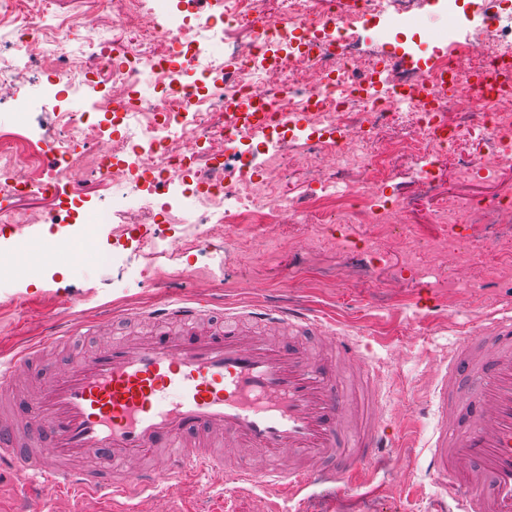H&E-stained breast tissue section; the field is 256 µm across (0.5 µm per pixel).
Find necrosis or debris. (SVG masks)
<instances>
[{
  "mask_svg": "<svg viewBox=\"0 0 512 512\" xmlns=\"http://www.w3.org/2000/svg\"><path fill=\"white\" fill-rule=\"evenodd\" d=\"M159 22L146 0H102L136 38L121 51L111 48L95 12L74 23L55 24L52 39L35 38L29 28L0 34V104L27 113L28 94L9 76L20 64L55 57L54 84L78 92L102 73L111 85L93 110L124 127L120 138L98 145V177L118 193L121 208L139 215L162 212L168 223L193 226L198 239L213 237L222 224H305L321 198L346 202L349 222L369 228L376 239L382 225L401 224L404 199L385 190L394 172L395 146L383 129L405 126L406 149L420 158L415 179L437 191L438 168L451 161L461 177L495 180L512 164V24L503 0H481L476 42L459 41L448 31V52L425 69H406L398 57L358 47L359 30L373 19H406L417 0H265L249 8L245 0H223L219 13L197 15L194 0H181ZM211 32L232 57L231 68L215 64L198 31ZM164 43L168 53H151ZM194 81H187V74ZM468 98L470 108L459 106ZM220 114L201 125L200 113ZM66 139L53 150L57 180L75 181L90 125L61 112ZM481 127L479 146L465 147L472 127ZM330 155L332 167L314 166L299 194L273 179L274 165L291 150ZM11 148L0 138V188L19 196L54 195L57 181L41 182L12 164ZM232 160L234 182L202 176L199 161L221 168ZM178 186V195L156 200L154 182ZM444 224H493L496 235L481 246L450 239L449 251L483 264L512 251V192L446 205Z\"/></svg>",
  "mask_w": 512,
  "mask_h": 512,
  "instance_id": "obj_1",
  "label": "necrosis or debris"
}]
</instances>
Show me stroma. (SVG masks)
Here are the masks:
<instances>
[{"mask_svg":"<svg viewBox=\"0 0 512 512\" xmlns=\"http://www.w3.org/2000/svg\"><path fill=\"white\" fill-rule=\"evenodd\" d=\"M53 9L67 19L99 10L100 23L116 49L135 37L112 11L100 9L98 0H53ZM416 12L422 19L420 28H395L383 21L361 31L362 44L381 39L398 51L429 58L442 44L448 17L433 0H419ZM108 87L103 77L96 90L41 98L24 120L11 106L0 104V133L10 134L38 153V175L48 178L54 159L47 147L64 134L59 110L84 112L96 91ZM392 164L389 191L407 201L403 220L411 224L415 238L428 246L419 274L409 264L412 240L383 236L370 254L361 224L348 225L349 242L329 245L322 244L315 224H260L255 231L261 247L242 251L234 245L237 225H225L212 240L201 241L193 237L190 226L160 222L148 230L173 239V249L152 253L140 249L132 237L116 250L112 247L115 236L131 217L112 212L110 194L88 168L80 176L82 198L109 211L107 220L88 231L96 251L87 257L49 255L37 250L38 242L49 237L76 239L86 232L73 222L75 211L67 202V187H59L57 195L47 199L9 198V205L23 220L17 240L32 244L29 250L15 251L13 261L29 268L42 286L37 289L21 279L14 287L0 288V356L40 340L51 317L62 313L81 336L47 351V362L61 370L78 355L112 340L143 335L150 324L139 319V312L172 297L210 307L204 323L216 327L223 326L222 311L227 306H298L334 322L337 330L359 344L375 369L384 423L395 433L397 446L386 457L357 470L348 486L319 482L295 495L277 488L238 486L217 473L206 488L186 485L173 493L147 492L118 499L102 492L77 501L49 486L21 487L5 469L0 471V512H27L35 497L48 502L51 512H458L456 502L441 494L428 469L426 444L434 425L430 402L462 337L490 318L512 313V257L491 268L459 267L448 253L435 250V243L449 232L472 240L482 238L485 229L479 224L452 229L435 223L438 203L415 181L417 158L399 155ZM440 179L442 190L461 201L512 185V167L490 183L462 179L446 163ZM51 212L58 227L45 222ZM452 267L459 276L484 281V288L467 295L457 288L436 287V279Z\"/></svg>","mask_w":512,"mask_h":512,"instance_id":"obj_1","label":"stroma"}]
</instances>
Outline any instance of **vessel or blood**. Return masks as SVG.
I'll return each mask as SVG.
<instances>
[{"label":"vessel or blood","instance_id":"vessel-or-blood-1","mask_svg":"<svg viewBox=\"0 0 512 512\" xmlns=\"http://www.w3.org/2000/svg\"><path fill=\"white\" fill-rule=\"evenodd\" d=\"M204 307L175 299L147 313L162 332L130 345L111 342L58 373L30 401L25 437L0 433V468L25 487L51 485L79 498L107 491L171 492L183 480L207 485L225 469L233 483L254 480L308 487L321 470L337 483L380 458L393 442L381 430L371 367L357 372L358 389L344 384L340 367L356 352L348 337L311 353L296 340L271 339L269 326L331 335L301 308L245 307L206 335L191 327ZM52 332L10 361H0V403L17 368L43 348L69 340ZM432 405L438 422L428 444L429 468L463 512H512V319L479 327L460 341L438 380ZM247 448L260 469L225 467L216 440ZM166 450L163 469L116 476L112 461ZM296 464L284 466V454ZM94 455L96 469H65V460Z\"/></svg>","mask_w":512,"mask_h":512}]
</instances>
